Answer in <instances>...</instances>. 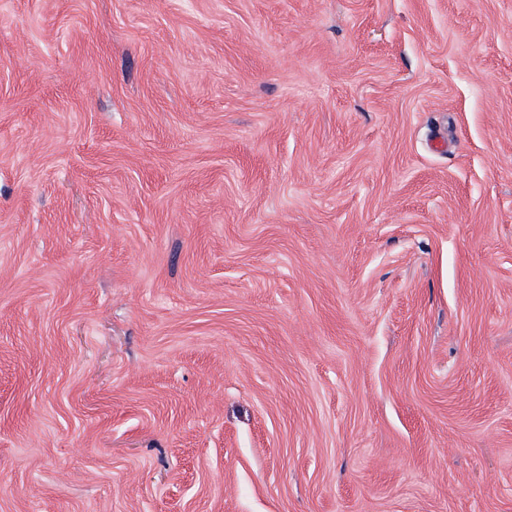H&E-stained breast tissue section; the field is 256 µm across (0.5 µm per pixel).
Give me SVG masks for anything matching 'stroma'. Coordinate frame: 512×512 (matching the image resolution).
I'll return each mask as SVG.
<instances>
[{
	"mask_svg": "<svg viewBox=\"0 0 512 512\" xmlns=\"http://www.w3.org/2000/svg\"><path fill=\"white\" fill-rule=\"evenodd\" d=\"M0 512H512V0H0Z\"/></svg>",
	"mask_w": 512,
	"mask_h": 512,
	"instance_id": "obj_1",
	"label": "stroma"
}]
</instances>
